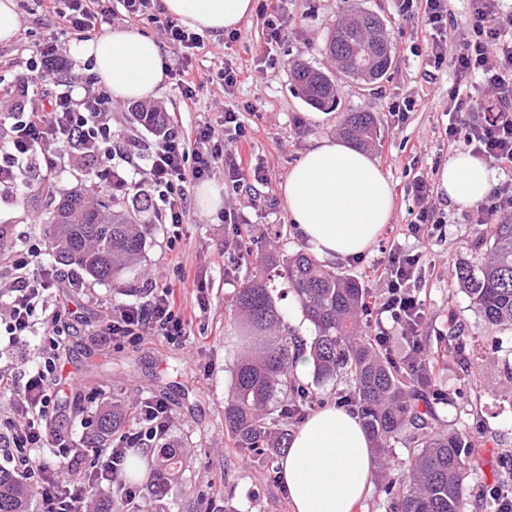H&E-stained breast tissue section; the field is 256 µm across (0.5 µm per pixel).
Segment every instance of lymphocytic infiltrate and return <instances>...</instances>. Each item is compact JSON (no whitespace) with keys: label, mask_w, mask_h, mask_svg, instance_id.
Instances as JSON below:
<instances>
[{"label":"lymphocytic infiltrate","mask_w":512,"mask_h":512,"mask_svg":"<svg viewBox=\"0 0 512 512\" xmlns=\"http://www.w3.org/2000/svg\"><path fill=\"white\" fill-rule=\"evenodd\" d=\"M41 8L56 15L73 34L88 38L111 23L108 0H39ZM465 38H457L448 19V0H398L400 15L420 16L429 29L426 61L429 67H453L456 82L445 110L452 117L466 113L464 125L448 124V145H464L491 167L512 175V0H466ZM167 43L180 46L187 55L170 70L184 107H192L200 90L218 95L233 94L243 81V69L224 65L216 73L199 78L191 68L190 50L203 43L201 34L188 29L175 17L163 27ZM27 110L15 113L5 136L0 139V201L14 196L25 165L37 160L43 178H50L61 158L94 155L102 166L90 169L87 180L98 191L129 188L138 167L124 143L112 129V95L108 89L67 82L54 95L34 92ZM245 138L238 114L224 113L223 128L200 124L189 128L180 113H168L146 154L150 183L157 194L165 223L180 227L189 216L188 194L192 183L223 172L225 186L239 188L255 182L268 184L264 168L243 161L239 154H225L226 143ZM405 196L407 227L420 236L429 225L442 223L444 216L433 203L434 188L427 179L414 177ZM43 244L11 253L7 263L15 278L5 319L6 331L18 340L28 334L37 303L51 294L56 273L43 270L29 276L25 270ZM424 254L413 247L393 243L386 270L391 277L388 294L374 297V339L390 343L401 336L407 352L418 356L420 330L426 310L415 283L424 267ZM153 300L146 306L117 307L101 331L104 341L141 342L146 336L177 340L183 334L182 303L168 283H152ZM59 344L49 340L39 348L42 368L29 369L28 357L18 358L8 371L0 370V394H9L11 416L0 418V451L14 469L37 488L39 512H85L102 482L114 479L125 448H140L163 438L170 429V409L164 399L146 404L138 431L121 434L120 443L99 449L93 473L82 468L84 453L72 437L53 430V409L62 390L54 377Z\"/></svg>","instance_id":"1"}]
</instances>
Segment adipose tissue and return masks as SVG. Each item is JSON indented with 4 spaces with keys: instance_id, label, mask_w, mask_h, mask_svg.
Segmentation results:
<instances>
[{
    "instance_id": "ef3b65f1",
    "label": "adipose tissue",
    "mask_w": 512,
    "mask_h": 512,
    "mask_svg": "<svg viewBox=\"0 0 512 512\" xmlns=\"http://www.w3.org/2000/svg\"><path fill=\"white\" fill-rule=\"evenodd\" d=\"M161 9L194 30L219 34L237 28L253 0H161ZM74 51L93 61L100 83L117 100L155 97L165 78L158 43L120 26ZM438 184L443 197L465 210L489 194L491 170L460 152L442 167ZM282 193L289 221L323 261L366 252L394 212L382 171L364 152L332 139L305 152ZM279 467L291 512H359L371 487L370 440L357 415L329 404L296 429Z\"/></svg>"
}]
</instances>
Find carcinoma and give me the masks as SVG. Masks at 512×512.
Instances as JSON below:
<instances>
[{
    "instance_id": "cac0c4a2",
    "label": "carcinoma",
    "mask_w": 512,
    "mask_h": 512,
    "mask_svg": "<svg viewBox=\"0 0 512 512\" xmlns=\"http://www.w3.org/2000/svg\"><path fill=\"white\" fill-rule=\"evenodd\" d=\"M339 74L370 84L388 74L394 62L385 21L361 11L345 23L336 22L328 45ZM291 71L305 101L315 109L337 103V77L312 66L292 63ZM136 120L143 126L160 127L165 112L137 105ZM340 133L364 147L377 135L371 113L348 112ZM149 201L130 207L123 197L110 196L92 204L82 193L63 199L51 213L50 251L61 265H74L98 281L114 280L138 270L150 225L141 221ZM485 251L471 265L460 266L452 279L465 290L485 321L495 328H512V222L487 225ZM251 271L237 289L231 320L246 331V350L238 357L233 387L224 398V431L251 457L275 463L288 447V425L306 413L310 396L294 384L293 369L298 347L288 329V309L278 301L293 297L313 327L309 359L317 379L345 378L351 387L348 401L355 407L372 444L378 467L384 471L388 448L413 430L415 453L408 474L389 482L384 493L389 512H462L467 471L462 461L475 442L437 426L430 399V378L417 374L410 360L394 357L372 341L367 331L368 289L362 282L328 269L317 257L298 251L247 248ZM281 404L273 415V404ZM126 422L124 407L112 408L96 419L97 439L106 440ZM184 451L172 444L159 449L152 498L168 495L180 479ZM28 485L14 472L0 467V512H28ZM120 509L108 488L100 489L95 512Z\"/></svg>"
}]
</instances>
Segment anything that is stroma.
<instances>
[{
  "mask_svg": "<svg viewBox=\"0 0 512 512\" xmlns=\"http://www.w3.org/2000/svg\"><path fill=\"white\" fill-rule=\"evenodd\" d=\"M14 2L20 30L15 39L0 42V95L10 94L16 107L26 105V98L16 92L24 75L37 84L95 81L92 62L74 54L78 36L63 30L58 17L42 11L37 0ZM353 3L386 23L396 60L387 78L371 85L342 80L339 109H314L295 89L289 63L299 59L335 71L326 45L343 0H290L291 18L280 41L271 46L266 43L263 17L252 13L239 25V37L229 43L225 59L247 71L269 51L275 64L267 66L261 78L241 83L226 98L200 92L195 110L184 112L183 121L189 127L206 122L218 128L225 110L238 111L246 130L245 150L264 167L270 187L255 193L235 191L225 186L223 175H216L211 184L223 197L221 212L207 214L191 205L188 222L175 231L157 223L158 196L148 182H140L142 196L151 203L147 217L154 226L146 237L139 271L114 282L88 276L81 289L64 282L50 303L56 319L36 310L24 342L0 346L3 367L32 354L51 327L60 329L62 374L76 380L77 387L59 405L55 422L83 441L92 435L101 405L112 399L135 411L149 397L167 401L171 425L165 440L186 450L183 478L163 499L148 500L149 512H291L288 491L280 479L270 477L264 461H242L241 450L224 430V398L232 387L236 365V337L228 317L235 292L248 272L245 249L273 247L291 254L305 247L288 220L281 193L291 168L316 141L339 138L344 113L362 110L372 113L378 128V137L366 153L390 182L394 202H401L415 175L437 183L441 168L455 154L448 146L444 112L454 75L449 69L428 71L424 27L401 21L396 0ZM51 40L58 46L59 61L28 72L27 61L38 58ZM416 93L421 99L414 111L401 119L392 116V102ZM92 165L88 158L61 160L49 187L43 186L38 169L24 171V190L14 201L0 202V260L27 243L48 239L51 201L87 190L85 172ZM440 207L445 223L420 244L426 256L425 279L418 290L426 306L422 355L430 361V390L436 398L439 427L478 438L474 453L464 459L468 478L463 512H489L484 498L487 486L512 479V466L504 462L507 452H512V330L491 327L469 296L449 279L456 267L474 263L472 244L484 235L485 225L468 223L464 212L448 201H441ZM224 212L237 214L239 223L222 222ZM174 234L179 237L175 244L170 241ZM395 240L413 242L397 216L382 228L368 251L336 261L335 268L364 277L367 266L384 260L386 247ZM175 249L181 255L177 265L170 261ZM152 277L177 289L186 308L184 336L174 344L157 336L144 337L136 345L102 341L99 331L112 308L149 300ZM452 331L459 336L462 350H449ZM472 343L478 348L473 356L466 350ZM413 454L406 442L393 444L391 465L382 478L373 479L364 512H386L387 499L380 486L406 474ZM211 486L220 490L216 498L196 497V490Z\"/></svg>",
  "mask_w": 512,
  "mask_h": 512,
  "instance_id": "1",
  "label": "stroma"
}]
</instances>
